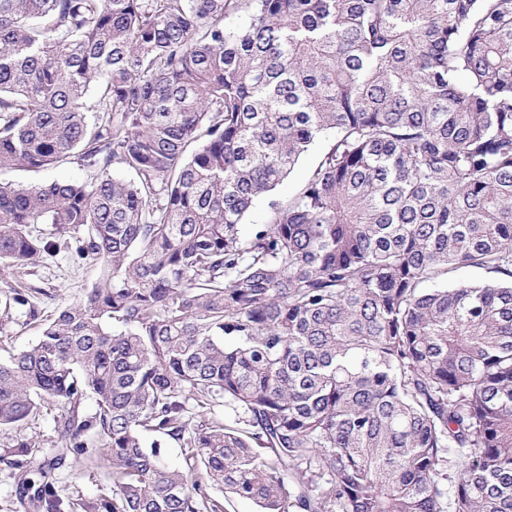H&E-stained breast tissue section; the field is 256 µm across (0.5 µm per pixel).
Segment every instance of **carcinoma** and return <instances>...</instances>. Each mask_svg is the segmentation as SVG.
I'll return each mask as SVG.
<instances>
[{
    "mask_svg": "<svg viewBox=\"0 0 512 512\" xmlns=\"http://www.w3.org/2000/svg\"><path fill=\"white\" fill-rule=\"evenodd\" d=\"M74 153L0 183V263L105 266L0 360L28 512L88 436L83 512H512V0H0V169ZM324 143L317 144L300 161L295 170L273 191L272 198L287 200L306 179L309 172L319 161ZM87 177L86 169L81 165L77 154L54 167L44 169L6 168L0 170V181L20 186H33L54 180L75 181ZM64 410L61 406L50 405L43 407L35 416L10 429L0 430V448L13 442L16 438H26L39 448H53L57 445L55 421Z\"/></svg>",
    "mask_w": 512,
    "mask_h": 512,
    "instance_id": "obj_1",
    "label": "carcinoma"
}]
</instances>
